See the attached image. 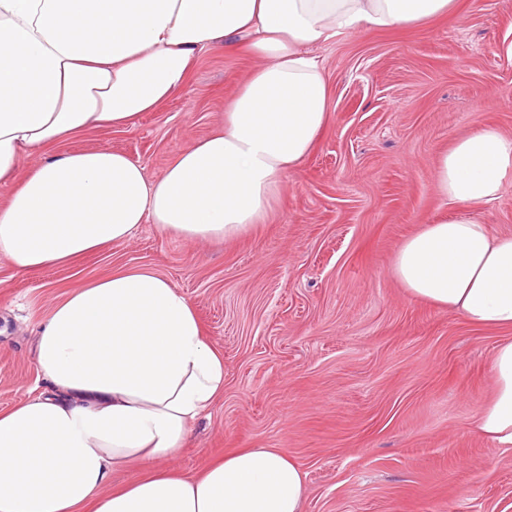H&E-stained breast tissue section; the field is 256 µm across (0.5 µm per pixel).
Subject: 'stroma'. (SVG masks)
<instances>
[{
    "instance_id": "35a3bbf8",
    "label": "stroma",
    "mask_w": 512,
    "mask_h": 512,
    "mask_svg": "<svg viewBox=\"0 0 512 512\" xmlns=\"http://www.w3.org/2000/svg\"><path fill=\"white\" fill-rule=\"evenodd\" d=\"M511 45L512 0H456L420 26L310 47L329 120L265 223L221 244L144 224L131 243L37 272L0 258V410L40 385L35 340L55 303L145 269L186 295L224 355V394L175 459L183 472L276 448L305 475L302 512H512V450L469 427L500 331L413 298L391 272L406 237L460 211L434 185L441 151L481 127L512 137ZM256 64L214 49L133 127L69 145L123 152L158 180Z\"/></svg>"
}]
</instances>
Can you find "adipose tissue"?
<instances>
[{
    "mask_svg": "<svg viewBox=\"0 0 512 512\" xmlns=\"http://www.w3.org/2000/svg\"><path fill=\"white\" fill-rule=\"evenodd\" d=\"M453 2L0 0V257L34 272L128 242L148 222L202 242L240 237L267 219L328 122V82L305 46L424 23ZM230 45L260 65L159 180L107 147L55 152L133 125L184 89L201 54ZM30 153L42 160L25 173ZM435 180L466 210L408 237L392 273L412 297L502 331L472 425L512 449V234L467 212L512 180V138L480 128L454 140ZM35 357L42 389L0 411V512H300L305 476L278 449L243 448L192 476L168 467L223 396L224 356L157 274L73 290L43 322ZM134 467L113 486L114 471Z\"/></svg>",
    "mask_w": 512,
    "mask_h": 512,
    "instance_id": "obj_1",
    "label": "adipose tissue"
}]
</instances>
